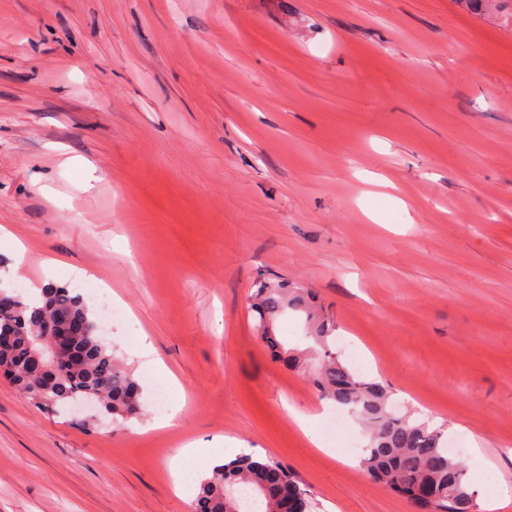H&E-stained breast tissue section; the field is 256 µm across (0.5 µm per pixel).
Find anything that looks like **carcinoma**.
Wrapping results in <instances>:
<instances>
[{"label": "carcinoma", "instance_id": "cac0c4a2", "mask_svg": "<svg viewBox=\"0 0 512 512\" xmlns=\"http://www.w3.org/2000/svg\"><path fill=\"white\" fill-rule=\"evenodd\" d=\"M0 333L12 336L0 349V371L34 405L58 413L81 396L101 399L102 414L110 425L139 418L142 391L131 371L116 358L99 335V323L83 298L68 288L50 285L40 298L0 290ZM251 310L261 342L285 366L308 375L320 397L347 410L369 431V446L359 458L361 470L383 488L407 497L417 512H478L475 491L465 464L448 453L447 426L398 416L388 410L385 385L353 372L335 353L334 325L319 314L307 290L280 281L259 283ZM305 316L312 345L288 346L277 322L288 311ZM73 320L83 324L71 337L73 360L62 376H43L29 370L31 354L42 348L45 321ZM235 488L247 497H260L265 512H310L312 502L295 472L283 461L242 453L214 467L198 486L193 512H230L226 498Z\"/></svg>", "mask_w": 512, "mask_h": 512}]
</instances>
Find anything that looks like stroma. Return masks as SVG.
<instances>
[{
  "instance_id": "1",
  "label": "stroma",
  "mask_w": 512,
  "mask_h": 512,
  "mask_svg": "<svg viewBox=\"0 0 512 512\" xmlns=\"http://www.w3.org/2000/svg\"><path fill=\"white\" fill-rule=\"evenodd\" d=\"M0 289L107 287L100 334L181 412L83 429L0 375V512H192L224 439L312 512H414L273 360L255 284L309 288L395 408L512 488V21L456 0H0ZM317 421L323 448L293 411ZM193 466L175 482L172 463Z\"/></svg>"
}]
</instances>
